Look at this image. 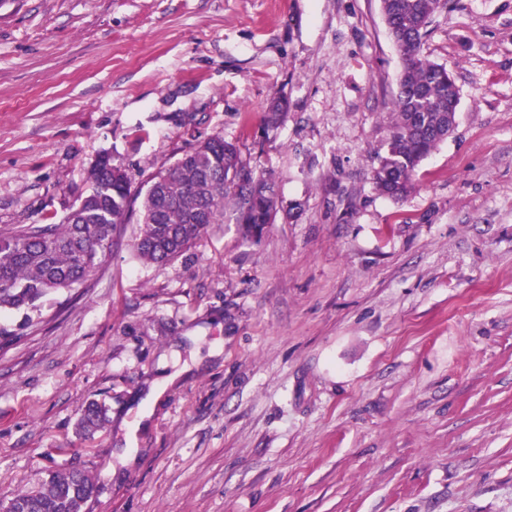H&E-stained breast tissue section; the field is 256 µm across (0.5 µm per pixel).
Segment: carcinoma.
<instances>
[{"label": "carcinoma", "mask_w": 512, "mask_h": 512, "mask_svg": "<svg viewBox=\"0 0 512 512\" xmlns=\"http://www.w3.org/2000/svg\"><path fill=\"white\" fill-rule=\"evenodd\" d=\"M446 6L447 0H380L404 60L387 151L373 171L375 189L390 198L402 199L415 189L418 166L447 139L448 100L458 92L448 84V69L428 60L421 49L430 16ZM286 110V101L275 100L265 127L278 126ZM86 183L61 223L0 229V314L23 313L24 328L35 324L51 292L83 284L110 259L135 211L133 255L158 269L185 255L207 227L224 223L227 200L248 242L259 241L279 212L269 179L221 135L185 151L171 168L154 175L143 193H132L125 169L105 155L88 171ZM106 421V405L91 401L77 429L95 432ZM93 493L87 474L57 469L6 505L9 512H83Z\"/></svg>", "instance_id": "obj_1"}]
</instances>
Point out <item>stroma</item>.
Instances as JSON below:
<instances>
[{"label":"stroma","mask_w":512,"mask_h":512,"mask_svg":"<svg viewBox=\"0 0 512 512\" xmlns=\"http://www.w3.org/2000/svg\"><path fill=\"white\" fill-rule=\"evenodd\" d=\"M422 52L457 127L395 201L379 0H0V229L61 222L100 156L138 188L218 133L298 208L162 269L123 235L52 293L0 349V500L66 468L85 512H512V0H449ZM107 407L97 401L89 402L77 419V429L83 433H91L104 427L107 421Z\"/></svg>","instance_id":"1"}]
</instances>
